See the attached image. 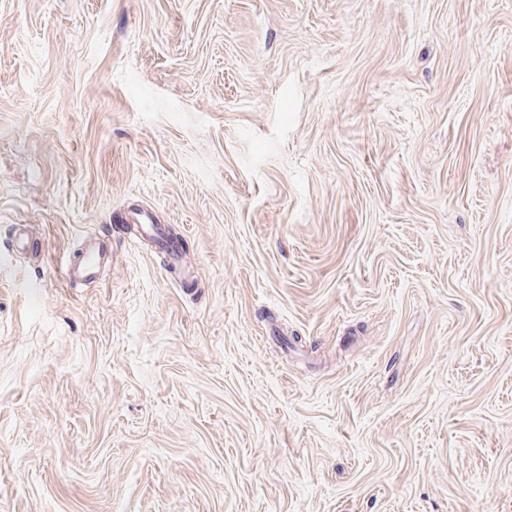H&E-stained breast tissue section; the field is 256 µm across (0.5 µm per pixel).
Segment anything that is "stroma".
I'll use <instances>...</instances> for the list:
<instances>
[{
  "instance_id": "stroma-1",
  "label": "stroma",
  "mask_w": 512,
  "mask_h": 512,
  "mask_svg": "<svg viewBox=\"0 0 512 512\" xmlns=\"http://www.w3.org/2000/svg\"><path fill=\"white\" fill-rule=\"evenodd\" d=\"M0 512H512V0H0ZM107 256L108 252L104 244L90 243L79 260L70 262L64 267V278L69 282L97 280L100 267L107 260Z\"/></svg>"
}]
</instances>
